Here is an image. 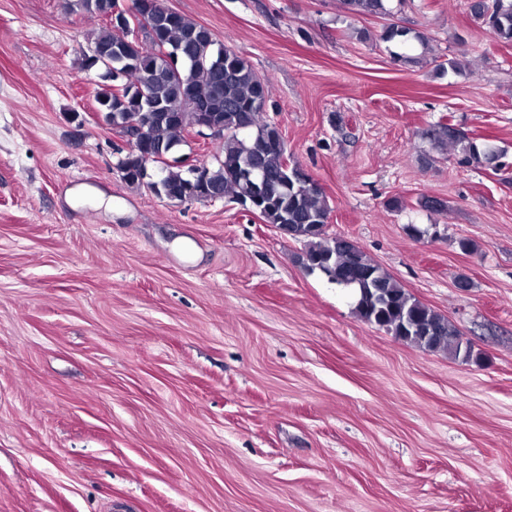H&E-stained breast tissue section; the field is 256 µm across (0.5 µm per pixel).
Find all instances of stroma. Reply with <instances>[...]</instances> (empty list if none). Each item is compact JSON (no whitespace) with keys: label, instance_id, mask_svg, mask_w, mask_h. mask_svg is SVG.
Wrapping results in <instances>:
<instances>
[{"label":"stroma","instance_id":"stroma-1","mask_svg":"<svg viewBox=\"0 0 512 512\" xmlns=\"http://www.w3.org/2000/svg\"><path fill=\"white\" fill-rule=\"evenodd\" d=\"M166 3L269 80L328 233L473 357L361 321L235 203L125 184L101 20L0 0V512H512V45L467 0H389L398 47L340 0ZM441 121L504 173L440 155Z\"/></svg>","mask_w":512,"mask_h":512}]
</instances>
